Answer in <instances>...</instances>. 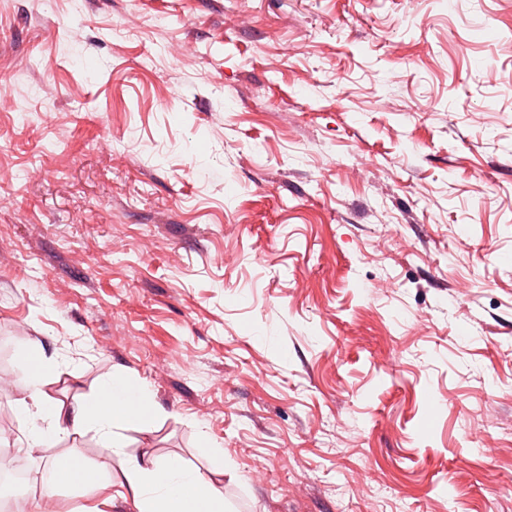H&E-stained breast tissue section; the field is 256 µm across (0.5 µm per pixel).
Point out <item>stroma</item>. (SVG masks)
Wrapping results in <instances>:
<instances>
[{
  "label": "stroma",
  "instance_id": "1",
  "mask_svg": "<svg viewBox=\"0 0 512 512\" xmlns=\"http://www.w3.org/2000/svg\"><path fill=\"white\" fill-rule=\"evenodd\" d=\"M1 85L54 397L146 381L131 451L219 443L231 512H512V0H0Z\"/></svg>",
  "mask_w": 512,
  "mask_h": 512
}]
</instances>
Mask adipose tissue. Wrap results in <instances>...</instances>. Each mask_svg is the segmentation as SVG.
<instances>
[{"mask_svg":"<svg viewBox=\"0 0 512 512\" xmlns=\"http://www.w3.org/2000/svg\"><path fill=\"white\" fill-rule=\"evenodd\" d=\"M17 361L27 376L26 392L16 402L26 450L52 452L44 498L53 501L60 490L74 491L84 503L72 512H111L118 505L132 506L134 512H228V468L219 446H211L204 473L178 455L129 451L126 431L150 429L160 415L146 382L118 370L91 395L64 402L50 392L59 364L45 356L40 344L19 349ZM89 432L101 450L96 462L57 451L60 440Z\"/></svg>","mask_w":512,"mask_h":512,"instance_id":"adipose-tissue-1","label":"adipose tissue"}]
</instances>
